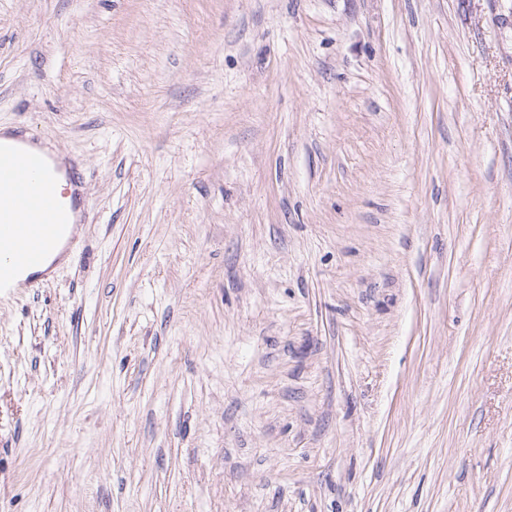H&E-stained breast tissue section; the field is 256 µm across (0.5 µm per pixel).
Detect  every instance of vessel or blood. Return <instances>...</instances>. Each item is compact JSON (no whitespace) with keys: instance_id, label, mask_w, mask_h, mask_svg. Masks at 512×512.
I'll list each match as a JSON object with an SVG mask.
<instances>
[{"instance_id":"vessel-or-blood-1","label":"vessel or blood","mask_w":512,"mask_h":512,"mask_svg":"<svg viewBox=\"0 0 512 512\" xmlns=\"http://www.w3.org/2000/svg\"><path fill=\"white\" fill-rule=\"evenodd\" d=\"M67 219L48 155L0 145V288L17 268L43 264Z\"/></svg>"}]
</instances>
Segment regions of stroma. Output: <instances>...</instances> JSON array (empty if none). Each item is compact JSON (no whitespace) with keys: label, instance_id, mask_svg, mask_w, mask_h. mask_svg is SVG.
I'll use <instances>...</instances> for the list:
<instances>
[{"label":"stroma","instance_id":"35a3bbf8","mask_svg":"<svg viewBox=\"0 0 512 512\" xmlns=\"http://www.w3.org/2000/svg\"><path fill=\"white\" fill-rule=\"evenodd\" d=\"M0 128V512H512V0H0ZM6 130L4 146L15 143ZM0 143V288L9 285L18 267L17 280L26 269L40 267L47 249L60 236L68 211L57 195L49 155L39 150L4 147ZM36 220L39 224H29Z\"/></svg>","mask_w":512,"mask_h":512}]
</instances>
